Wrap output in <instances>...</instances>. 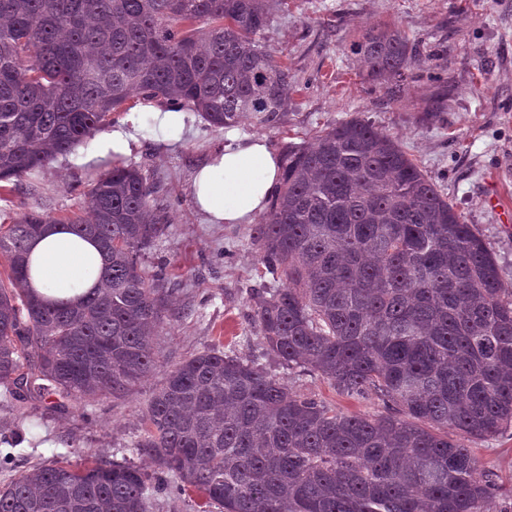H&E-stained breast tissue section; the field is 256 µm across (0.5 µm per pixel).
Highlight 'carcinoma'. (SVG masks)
Masks as SVG:
<instances>
[{"label": "carcinoma", "mask_w": 512, "mask_h": 512, "mask_svg": "<svg viewBox=\"0 0 512 512\" xmlns=\"http://www.w3.org/2000/svg\"><path fill=\"white\" fill-rule=\"evenodd\" d=\"M280 0H0V191L91 139L129 100L196 112L215 129L275 126L288 67L256 35ZM369 76L399 87L419 62L398 30L355 44ZM283 186L254 225L270 281L250 291L266 355L372 393L349 414L288 391L257 360L208 348L166 372L129 461L35 466L0 489V512H151L161 475L219 512H489L500 486L465 442L512 427V289L438 180L370 121L284 150ZM135 164L86 185L92 220L27 209L0 229V384L126 394L155 367L168 317L143 259L168 234ZM67 224L109 257L80 301L28 288L29 244Z\"/></svg>", "instance_id": "cac0c4a2"}]
</instances>
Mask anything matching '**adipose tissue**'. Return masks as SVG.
I'll return each instance as SVG.
<instances>
[{"label":"adipose tissue","instance_id":"1","mask_svg":"<svg viewBox=\"0 0 512 512\" xmlns=\"http://www.w3.org/2000/svg\"><path fill=\"white\" fill-rule=\"evenodd\" d=\"M280 160L265 138L232 139L192 180L195 211L210 224H249L268 206L280 180ZM105 257L67 225L47 224L31 245L29 286L42 299L73 300L93 288Z\"/></svg>","mask_w":512,"mask_h":512}]
</instances>
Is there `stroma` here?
<instances>
[{"mask_svg":"<svg viewBox=\"0 0 512 512\" xmlns=\"http://www.w3.org/2000/svg\"><path fill=\"white\" fill-rule=\"evenodd\" d=\"M404 32L422 57L398 88L373 82L353 44L370 28ZM260 40L288 68L290 103L278 125L242 122L213 129L189 113L181 141L164 140L151 118L159 102L137 101L112 115L113 126L135 127L136 143L120 160L140 165L168 201V235L145 257L164 263L179 286L170 316L154 337L156 367L119 398L92 401L52 391L16 402L0 385V434L21 430L24 448L0 468V488L21 471L63 461L75 467L92 458L123 461L124 448L143 433L141 415L166 371L220 346L241 358H262L264 340L253 319L250 289L265 281L261 251L249 224H207L190 196L194 172L223 149L230 136L262 135L275 153L307 145L328 126L354 117L371 121L438 178L466 223L488 243L512 289V0H282ZM91 144L25 177L0 193V225L28 208L62 218L88 212L78 187L118 158L88 160ZM272 373L297 393L346 413L383 411L376 397L347 398L317 375L280 365ZM486 470L512 486V429L470 442Z\"/></svg>","mask_w":512,"mask_h":512,"instance_id":"1","label":"stroma"}]
</instances>
